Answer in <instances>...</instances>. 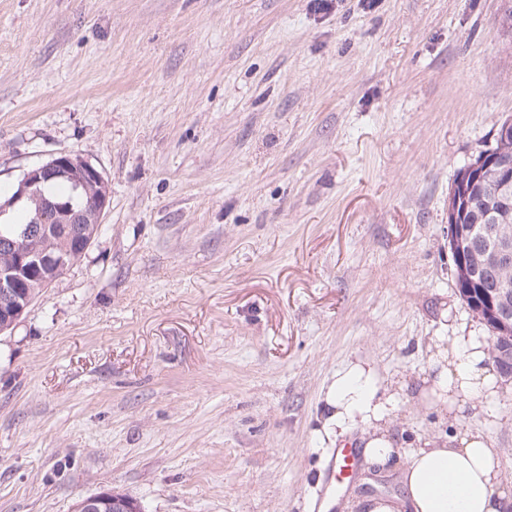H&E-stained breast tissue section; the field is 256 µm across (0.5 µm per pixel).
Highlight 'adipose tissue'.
Returning a JSON list of instances; mask_svg holds the SVG:
<instances>
[{
	"label": "adipose tissue",
	"mask_w": 512,
	"mask_h": 512,
	"mask_svg": "<svg viewBox=\"0 0 512 512\" xmlns=\"http://www.w3.org/2000/svg\"><path fill=\"white\" fill-rule=\"evenodd\" d=\"M488 337L474 328L434 342L418 389H392L375 363L361 358L337 368L326 387L320 431L343 446L357 440L369 467L392 471L402 493L346 501L347 512H512V484L505 479L495 441L485 431L461 428L468 416L496 419L501 379L488 363ZM435 409L458 424L452 436L408 444L393 430L398 395Z\"/></svg>",
	"instance_id": "obj_1"
}]
</instances>
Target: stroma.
Segmentation results:
<instances>
[{
	"mask_svg": "<svg viewBox=\"0 0 512 512\" xmlns=\"http://www.w3.org/2000/svg\"><path fill=\"white\" fill-rule=\"evenodd\" d=\"M510 117L512 0H0V189L73 154L110 190L0 334V512H337L325 388L476 325L446 201ZM499 410L464 425L512 481Z\"/></svg>",
	"mask_w": 512,
	"mask_h": 512,
	"instance_id": "35a3bbf8",
	"label": "stroma"
}]
</instances>
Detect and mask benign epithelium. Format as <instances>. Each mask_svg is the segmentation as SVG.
Segmentation results:
<instances>
[{"label": "benign epithelium", "instance_id": "1", "mask_svg": "<svg viewBox=\"0 0 512 512\" xmlns=\"http://www.w3.org/2000/svg\"><path fill=\"white\" fill-rule=\"evenodd\" d=\"M489 159L483 155L461 168L455 188L448 194V241L454 261L453 279L455 287L469 284L480 276L485 266L490 265L499 272V282L488 291H483L480 299L471 297L472 290L463 289L461 299L474 315L494 327V333L503 341L512 343V305L509 304L508 282L512 278V225L502 224L496 234V246L477 250L478 241L474 229L458 223L459 209L466 206L463 185L478 178L481 165ZM67 176L74 189L86 197V205L74 208L71 204H52V207L67 214L68 220L63 228V236L74 238L82 235L81 225L90 223L93 216L102 223L109 203V187L102 174L88 161L78 155L61 154L50 161L28 170L20 180L16 191L5 200H0V224L14 222V213L36 193V187L46 178ZM47 233L42 212L31 213L29 223L17 228L10 236H0V250L9 252L12 264L0 274V298L3 309L0 310V334L14 328L21 320L29 303L23 301L24 289L29 282L40 280L41 287L54 282L65 272L61 263L54 262L51 255H39L27 249V243L37 240ZM495 367L502 375L504 383H512V348L494 349L491 353ZM111 494L102 493L97 497L77 505L76 512H103L109 503Z\"/></svg>", "mask_w": 512, "mask_h": 512}]
</instances>
